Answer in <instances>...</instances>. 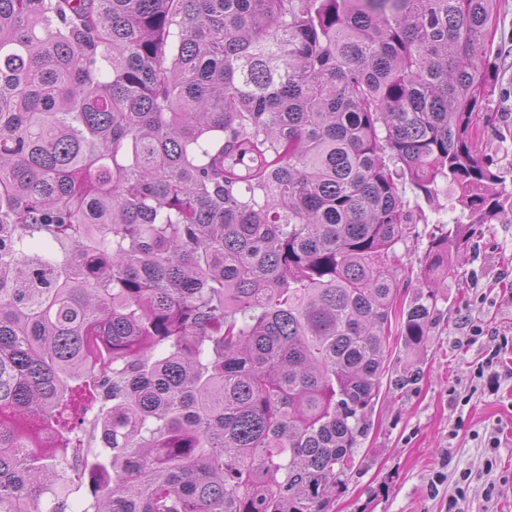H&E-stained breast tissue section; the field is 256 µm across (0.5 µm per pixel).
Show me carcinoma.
Wrapping results in <instances>:
<instances>
[{
  "label": "carcinoma",
  "instance_id": "cac0c4a2",
  "mask_svg": "<svg viewBox=\"0 0 512 512\" xmlns=\"http://www.w3.org/2000/svg\"><path fill=\"white\" fill-rule=\"evenodd\" d=\"M499 0H0V512H328L466 230ZM448 193L400 303L402 186Z\"/></svg>",
  "mask_w": 512,
  "mask_h": 512
}]
</instances>
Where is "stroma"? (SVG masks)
<instances>
[{
	"label": "stroma",
	"mask_w": 512,
	"mask_h": 512,
	"mask_svg": "<svg viewBox=\"0 0 512 512\" xmlns=\"http://www.w3.org/2000/svg\"><path fill=\"white\" fill-rule=\"evenodd\" d=\"M489 79L506 88L489 107L495 127L482 131L479 146L492 155L512 192V55L496 59ZM403 197L414 205L416 222L396 252L406 268H419L433 224L454 223L459 212L450 198L426 204L411 187ZM424 348L411 352L391 336L371 429L360 445L346 489L330 512H448V497L460 472L472 474L467 512H512V345L500 349L501 386L488 393L473 377L476 364L495 348L498 336H512V222L486 225L472 235L447 288ZM483 336L469 341L471 326ZM420 376L399 389L409 367ZM497 436L493 471H486V440Z\"/></svg>",
	"instance_id": "stroma-1"
}]
</instances>
